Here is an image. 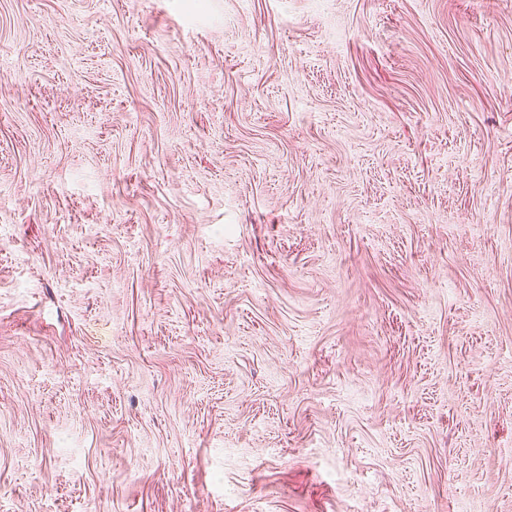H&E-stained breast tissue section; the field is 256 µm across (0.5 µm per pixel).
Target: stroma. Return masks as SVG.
Returning <instances> with one entry per match:
<instances>
[{
    "label": "stroma",
    "mask_w": 512,
    "mask_h": 512,
    "mask_svg": "<svg viewBox=\"0 0 512 512\" xmlns=\"http://www.w3.org/2000/svg\"><path fill=\"white\" fill-rule=\"evenodd\" d=\"M0 512H512V0H0Z\"/></svg>",
    "instance_id": "obj_1"
}]
</instances>
